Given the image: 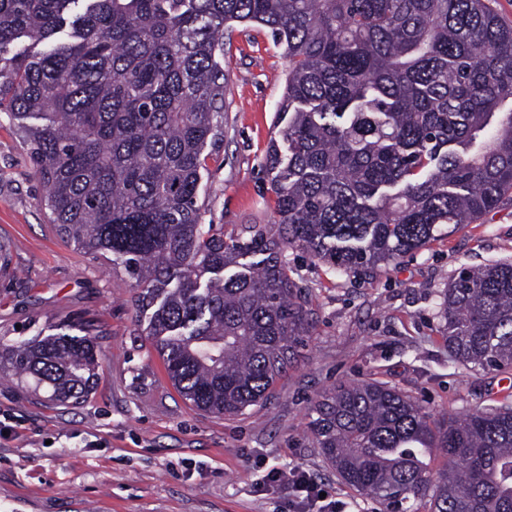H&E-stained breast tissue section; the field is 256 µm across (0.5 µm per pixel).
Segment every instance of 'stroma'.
<instances>
[{"label": "stroma", "instance_id": "1", "mask_svg": "<svg viewBox=\"0 0 512 512\" xmlns=\"http://www.w3.org/2000/svg\"><path fill=\"white\" fill-rule=\"evenodd\" d=\"M216 59L223 136L198 202L204 223L223 225L229 240L275 220L263 163L280 136L288 60L257 25L225 32ZM44 200L16 124L1 118L0 344L44 338L67 321L93 324L100 352L94 389L76 405L49 403L0 368V512H298L293 488L256 484L288 464L304 468L335 512H376L312 443V407L325 389L385 381L439 418L512 395V369L475 374L449 358L438 308L460 268L512 260L510 204L372 280L289 252L311 299L312 332L266 403L225 418L184 403L132 304L133 280L63 243Z\"/></svg>", "mask_w": 512, "mask_h": 512}]
</instances>
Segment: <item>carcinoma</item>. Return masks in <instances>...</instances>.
Returning <instances> with one entry per match:
<instances>
[{
	"label": "carcinoma",
	"mask_w": 512,
	"mask_h": 512,
	"mask_svg": "<svg viewBox=\"0 0 512 512\" xmlns=\"http://www.w3.org/2000/svg\"><path fill=\"white\" fill-rule=\"evenodd\" d=\"M236 24L269 29L289 66L264 161L276 229L226 242L202 224L198 186L221 135L216 52ZM27 40L44 49H17ZM0 115L18 122L60 235L134 280L173 387L237 417L268 398L312 327L288 249L376 273L512 202V26L488 0H0ZM439 314L452 360L512 368V263L462 269ZM0 360L78 404L98 343L61 332ZM313 413L315 447L382 512H512L507 396L439 419L363 380Z\"/></svg>",
	"instance_id": "carcinoma-1"
}]
</instances>
